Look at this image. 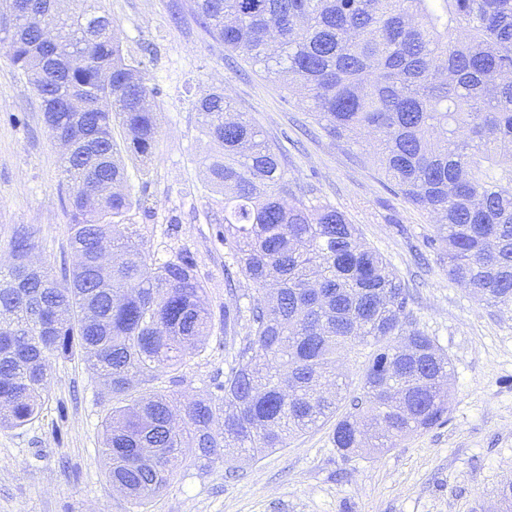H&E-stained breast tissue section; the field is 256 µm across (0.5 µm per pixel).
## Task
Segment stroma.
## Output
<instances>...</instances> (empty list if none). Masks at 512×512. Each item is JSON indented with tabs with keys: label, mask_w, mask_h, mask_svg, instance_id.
Listing matches in <instances>:
<instances>
[{
	"label": "stroma",
	"mask_w": 512,
	"mask_h": 512,
	"mask_svg": "<svg viewBox=\"0 0 512 512\" xmlns=\"http://www.w3.org/2000/svg\"><path fill=\"white\" fill-rule=\"evenodd\" d=\"M97 5L111 17L125 56L146 74L159 113L151 162L125 160L132 193L143 202L130 221L159 257L190 251L214 315L204 351L177 377L161 376L157 388L183 399L209 397L213 378L247 334L243 324L225 333L219 321L229 300L224 281L237 266L216 237L224 197L202 166L215 150L195 110L206 90L223 92L278 144L298 190L357 224L363 241L409 285L419 328L452 362L441 425L347 458L333 443L330 421L232 466L219 459L201 472L187 453L150 512H501L500 490L512 482V313L449 279L427 246L435 219L393 194L366 158L369 135L351 147L332 142L298 94L197 23L195 0ZM67 194L41 102L0 47V256L9 255L13 228L27 224L40 266L56 273L73 264ZM42 403L33 423L0 428V512H135L107 479L100 448L112 402L85 361L52 360Z\"/></svg>",
	"instance_id": "35a3bbf8"
}]
</instances>
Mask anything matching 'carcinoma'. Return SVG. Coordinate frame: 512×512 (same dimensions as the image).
Segmentation results:
<instances>
[{"mask_svg":"<svg viewBox=\"0 0 512 512\" xmlns=\"http://www.w3.org/2000/svg\"><path fill=\"white\" fill-rule=\"evenodd\" d=\"M196 5L225 48L298 86L331 140L371 132V160L394 194L438 218L427 244L448 277L512 312V0ZM0 33L51 136L81 141L62 162L80 261L60 278L30 266L36 243L20 224L12 266L0 271V428L39 418L50 359L83 357L112 399L107 477L147 512L187 449L201 470L226 450L255 458L336 416L343 401L332 439L344 455L369 432L383 449L444 420L451 360L418 328L405 283L343 212L296 195L274 146L216 91L195 110L219 147L204 159L224 190L217 233L262 298L247 316L224 304V331L245 318L248 334L210 398L151 387L203 351L212 313L190 252L161 262L126 231L138 200L122 154L151 160L158 133L145 76L87 0L64 20L49 0H0ZM72 55L88 65L70 68ZM363 346L358 389H326L336 354Z\"/></svg>","mask_w":512,"mask_h":512,"instance_id":"cac0c4a2","label":"carcinoma"}]
</instances>
